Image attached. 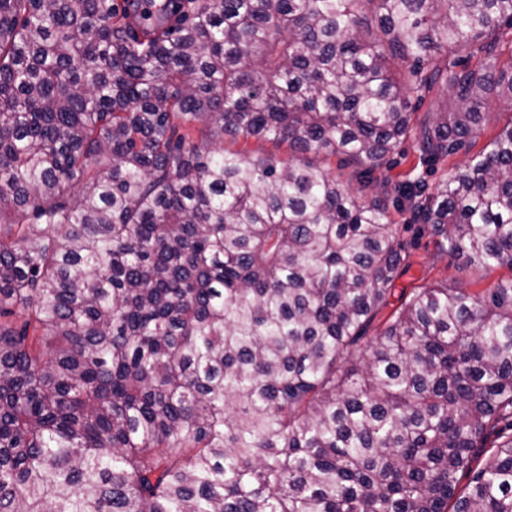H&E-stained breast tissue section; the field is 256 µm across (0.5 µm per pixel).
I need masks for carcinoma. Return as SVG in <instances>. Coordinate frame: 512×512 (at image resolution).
Masks as SVG:
<instances>
[{
  "label": "carcinoma",
  "instance_id": "obj_1",
  "mask_svg": "<svg viewBox=\"0 0 512 512\" xmlns=\"http://www.w3.org/2000/svg\"><path fill=\"white\" fill-rule=\"evenodd\" d=\"M493 101L512 0H0V512H512V276L394 305L395 213L308 159L512 271ZM242 147L250 152L271 156L277 161L285 160L288 157L285 146L280 147L271 140L249 139L247 142L240 140L234 145V148ZM467 155L464 151H460L454 155L448 156L444 162H439L435 166H421L418 164L417 173H422L426 180L429 188L435 187L441 178L448 173V175L454 171H457L459 167L464 165ZM308 157L314 161L325 164L333 172V174H336V176L340 175L343 181H350L351 187L354 190H361L368 199L380 196L381 200L389 207L390 211L395 213V207L398 203L396 195L393 193L390 195H380L378 189L375 187L374 180L370 183H360L359 180L354 176L353 167H347L341 160V156H329L326 159H323L322 155L315 156L314 154H310Z\"/></svg>",
  "mask_w": 512,
  "mask_h": 512
}]
</instances>
